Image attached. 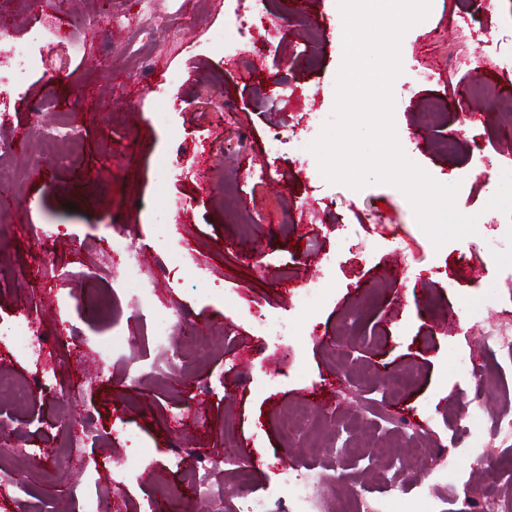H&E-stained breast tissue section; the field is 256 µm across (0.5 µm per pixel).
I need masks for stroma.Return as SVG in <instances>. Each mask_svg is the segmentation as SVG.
<instances>
[{
	"instance_id": "1",
	"label": "stroma",
	"mask_w": 512,
	"mask_h": 512,
	"mask_svg": "<svg viewBox=\"0 0 512 512\" xmlns=\"http://www.w3.org/2000/svg\"><path fill=\"white\" fill-rule=\"evenodd\" d=\"M225 6V0H151L146 20L157 27L158 57L136 76L129 59L141 48L139 0H0V30L19 37L53 16L62 26L78 21L88 45L87 54L77 55L65 41L52 43L25 89L0 103V138L21 144L13 180L0 185V199L10 207L0 221V328L36 312L39 329L54 337L117 332L126 339L129 362L158 360L128 298L97 310L81 302L108 294L110 237L122 229L143 249L148 280L183 249L163 295L189 314L208 349L202 361L194 344L182 342L181 373L131 388L122 364H113L111 380L101 382L83 346L67 353L48 344L43 360L55 368L60 389L32 398L24 416L4 430L17 449L10 466L28 489L27 501L34 512L75 506L76 471H40L27 459L34 450L58 454L68 439L63 419L92 426L81 451L86 460L117 464L148 452L149 467L114 494L122 512H138L144 499L180 488L198 457L214 453L232 457L210 471L214 486L243 463L251 497L285 495L278 423L292 407L314 414L297 445L316 449V462L331 467L332 449L347 436L344 421L356 422L360 454L337 476V495L360 492L382 512H407L416 502L424 512H458L475 490L504 499L507 484L493 469L512 468V447L495 449L488 467L476 465L466 446L472 427L491 432L493 410L512 386V367L476 379L460 374L456 360L485 361V332L512 328V133L487 100L463 94L477 80L501 84L491 44L512 21V0H492L476 31L453 21L448 0H432L429 16L402 39L403 72L393 84L399 143L433 179L457 185L458 210L480 223L478 235L439 248L397 188L372 183L354 190L329 183L316 159L294 163L312 140L301 131L303 107L315 105L327 117L334 108L343 54L331 0H276L266 29L282 34L261 64L225 61L214 48ZM266 29L256 30V39ZM311 39L319 48L308 67L301 51ZM427 69L439 72L440 81L421 82L418 73ZM172 72L180 76L167 101L177 123L173 133L156 123L152 94ZM267 87L279 93L275 104L259 100ZM51 99L80 137L59 144L49 162L22 165L39 151L33 106ZM274 129L296 137L272 163L263 143ZM450 132L456 151H438L439 137ZM163 160L207 178L163 182ZM271 163L273 179H243L245 170ZM231 177L244 185L228 197L224 183ZM170 196L186 199L187 212L165 215ZM28 220L58 225L57 273L39 272L42 245L24 231ZM326 255L332 267L322 265ZM320 277L325 292L298 307L292 288ZM260 310L291 325L282 354L253 336L248 315ZM350 320L358 335L341 359L331 343L337 326ZM237 350L249 352V373L226 367V355ZM409 367L416 380L393 388L392 376ZM74 384L76 397L68 392ZM476 397L491 408L474 423L467 408ZM421 421L430 425L433 452L454 453L453 477L420 471L407 436ZM366 456L408 459L410 472L395 499L365 470Z\"/></svg>"
}]
</instances>
